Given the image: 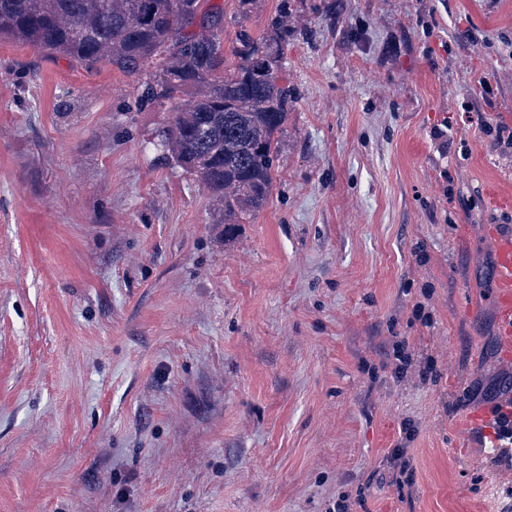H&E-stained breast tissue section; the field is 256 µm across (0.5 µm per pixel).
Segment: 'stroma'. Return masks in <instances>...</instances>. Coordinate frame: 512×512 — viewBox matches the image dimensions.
<instances>
[{
    "label": "stroma",
    "mask_w": 512,
    "mask_h": 512,
    "mask_svg": "<svg viewBox=\"0 0 512 512\" xmlns=\"http://www.w3.org/2000/svg\"><path fill=\"white\" fill-rule=\"evenodd\" d=\"M215 2L228 44L283 15L297 90L230 230L157 138L183 100L0 41V512H506L512 0ZM497 314L504 355L512 360V226L496 236ZM488 402H492V413L494 415V435L498 441H502L504 439H508L512 441V421H511V399L507 401V404L510 405V416L503 412L505 400L498 401L497 397H490Z\"/></svg>",
    "instance_id": "35a3bbf8"
}]
</instances>
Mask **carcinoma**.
I'll list each match as a JSON object with an SVG mask.
<instances>
[{
    "label": "carcinoma",
    "instance_id": "obj_1",
    "mask_svg": "<svg viewBox=\"0 0 512 512\" xmlns=\"http://www.w3.org/2000/svg\"><path fill=\"white\" fill-rule=\"evenodd\" d=\"M205 18L222 22L224 10L210 0H0V39L124 74L147 65L152 98L197 91L163 131L162 145L223 201L231 225L267 202L290 94L280 84L279 22L258 37L240 30L232 62L224 26L203 28Z\"/></svg>",
    "mask_w": 512,
    "mask_h": 512
}]
</instances>
